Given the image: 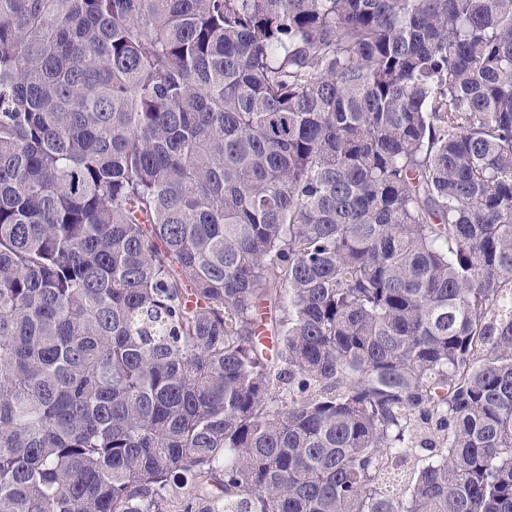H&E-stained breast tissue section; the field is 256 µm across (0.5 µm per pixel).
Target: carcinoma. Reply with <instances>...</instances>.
Wrapping results in <instances>:
<instances>
[{"instance_id": "cac0c4a2", "label": "carcinoma", "mask_w": 512, "mask_h": 512, "mask_svg": "<svg viewBox=\"0 0 512 512\" xmlns=\"http://www.w3.org/2000/svg\"><path fill=\"white\" fill-rule=\"evenodd\" d=\"M189 482L512 512V0H0V512Z\"/></svg>"}]
</instances>
